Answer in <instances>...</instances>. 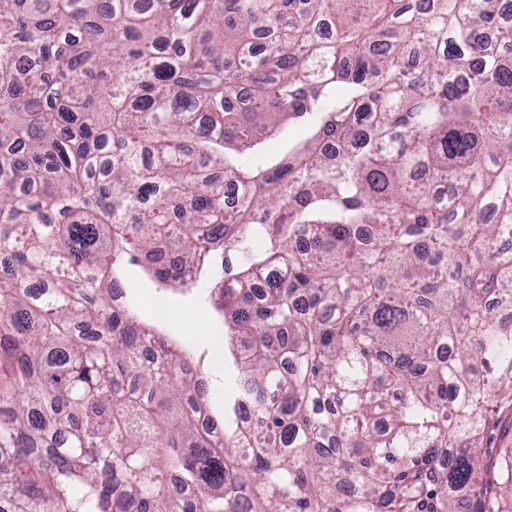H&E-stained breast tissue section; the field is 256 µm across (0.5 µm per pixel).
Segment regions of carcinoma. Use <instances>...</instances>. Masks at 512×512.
<instances>
[{
  "instance_id": "1",
  "label": "carcinoma",
  "mask_w": 512,
  "mask_h": 512,
  "mask_svg": "<svg viewBox=\"0 0 512 512\" xmlns=\"http://www.w3.org/2000/svg\"><path fill=\"white\" fill-rule=\"evenodd\" d=\"M499 3L0 0V512H512ZM218 250L219 438L116 274ZM314 132V127L309 124H292L281 133L268 136L266 143L269 145L261 153L267 162H275L283 158L288 151L308 140Z\"/></svg>"
}]
</instances>
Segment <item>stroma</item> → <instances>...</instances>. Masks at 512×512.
Segmentation results:
<instances>
[{
    "label": "stroma",
    "mask_w": 512,
    "mask_h": 512,
    "mask_svg": "<svg viewBox=\"0 0 512 512\" xmlns=\"http://www.w3.org/2000/svg\"><path fill=\"white\" fill-rule=\"evenodd\" d=\"M223 277L221 265L216 262L203 271L195 288L174 292L161 288L136 266L121 269L127 298L141 318L157 321L163 330L188 344L193 360L208 379V407L218 421L224 418V399L229 391L226 379L233 370L231 363H212L215 345L224 341V323L213 312L211 291Z\"/></svg>",
    "instance_id": "35a3bbf8"
}]
</instances>
